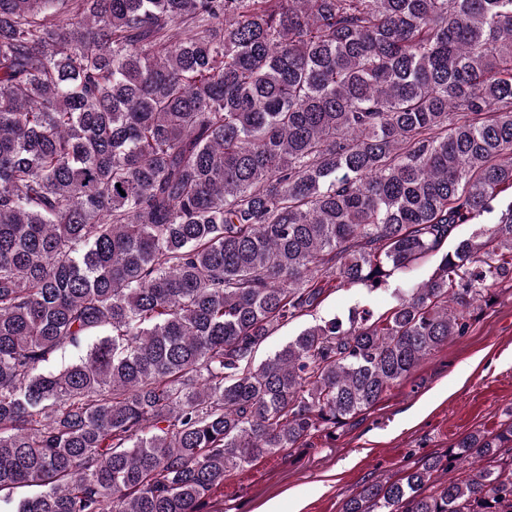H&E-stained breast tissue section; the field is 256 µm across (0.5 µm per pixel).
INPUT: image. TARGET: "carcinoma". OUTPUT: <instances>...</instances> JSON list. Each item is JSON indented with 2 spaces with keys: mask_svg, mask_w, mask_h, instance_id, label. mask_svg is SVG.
Wrapping results in <instances>:
<instances>
[{
  "mask_svg": "<svg viewBox=\"0 0 512 512\" xmlns=\"http://www.w3.org/2000/svg\"><path fill=\"white\" fill-rule=\"evenodd\" d=\"M509 190L512 0H0V512H223L466 335L512 203L259 347ZM340 512H512V409ZM474 229L475 226L473 224H462L458 226L453 235L445 241L438 252L419 260L409 269L397 272L391 278L388 287L390 289L387 291L367 294L366 290L360 285L333 290L314 311L282 327L277 333L271 336L258 350L256 359H263L269 352L274 351L288 342L289 339L296 336L303 328L322 318H328L335 314L347 316L348 310L354 307L358 302L372 309H381L391 305L394 302L392 295L394 288H407L409 285L426 280L433 271L442 253L452 250L457 240L468 238Z\"/></svg>",
  "mask_w": 512,
  "mask_h": 512,
  "instance_id": "obj_1",
  "label": "carcinoma"
}]
</instances>
